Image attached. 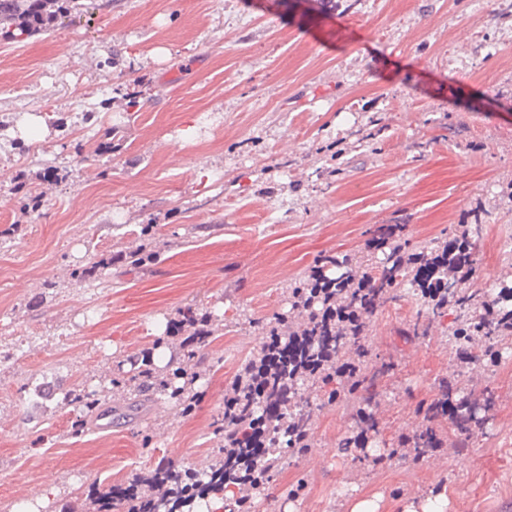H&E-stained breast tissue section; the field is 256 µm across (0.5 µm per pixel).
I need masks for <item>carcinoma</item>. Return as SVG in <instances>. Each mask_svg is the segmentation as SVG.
Wrapping results in <instances>:
<instances>
[{"label":"carcinoma","instance_id":"cac0c4a2","mask_svg":"<svg viewBox=\"0 0 512 512\" xmlns=\"http://www.w3.org/2000/svg\"><path fill=\"white\" fill-rule=\"evenodd\" d=\"M73 0H0V20H12L15 26L0 32L8 42L22 41L34 33L52 30L58 20L69 11L67 4ZM482 232V224L455 225L451 240L473 246ZM449 240V241H451ZM449 241L415 247L400 236L381 241L376 247H366L353 257L328 256L321 265L325 285L317 282V273L311 269L288 284V301L291 310L298 313L302 323L295 324L282 314L274 321L261 325L266 336H277L286 342L300 340L304 351H328L331 360L316 372L303 371L296 366L283 369L279 382L296 390L307 385L324 388L334 382L342 390L328 392L329 403H339L355 413L357 425L369 432L375 440L377 424L368 408L377 375L385 367H377L373 354L366 344L370 336L372 318L381 308L405 297L417 306V319L409 328L411 336L428 335L430 324L450 318L446 327L448 345L456 355L467 352V343L473 336H483L488 341L486 360L494 367L512 355V275L501 277L489 288L474 287L477 276L461 275ZM157 251L142 245L123 255V263L140 268L155 260ZM332 307L331 316L352 311L347 321L333 320L324 325L322 315ZM197 312L189 308L181 317L169 322L165 344L170 358L163 368L148 356L140 362L131 376L122 381L135 392L134 404L128 411L139 413L153 402L156 396L173 400L189 415L200 403L195 389L197 379L210 370L201 350L214 336L216 328L208 327L207 340L192 348L185 347L182 336L187 332L189 318ZM268 347L261 343L256 352L242 365L231 388L249 403L245 414L224 413L219 430L226 435L246 432L254 419L263 411L266 400L253 394L251 375L267 358ZM346 378H341L343 371ZM116 379L112 383H122ZM441 396L436 402L422 409L424 424L405 439L406 447L413 449L414 458L420 460L438 444L450 439L469 438L479 427V421L470 413L462 388L456 382L439 385ZM65 401L74 404L85 415L98 421L102 416L104 400L98 391L87 392L71 388L65 392ZM450 407L449 417L441 408ZM315 407L307 400L288 402L278 421L270 425L266 435V449L258 457L248 453L233 456L219 450L213 463L203 471H179L171 466H158L136 474L125 482L137 487L134 493H123V488L99 491L88 487L85 493V512H198L210 496L219 495L237 481V465L249 462L250 480L260 490L274 473L285 464V449L302 451L310 447ZM448 419V431L434 427V423Z\"/></svg>","mask_w":512,"mask_h":512}]
</instances>
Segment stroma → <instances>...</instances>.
<instances>
[{
    "mask_svg": "<svg viewBox=\"0 0 512 512\" xmlns=\"http://www.w3.org/2000/svg\"><path fill=\"white\" fill-rule=\"evenodd\" d=\"M48 34L0 42V512H81L100 489L172 464L207 469L224 444V390L259 347L257 322L326 253L361 251L379 225L410 244L483 215L480 283L504 275L512 226V0H78ZM96 119L84 123L83 113ZM47 130L22 135L28 116ZM348 166L321 177L320 163ZM54 169L59 181L44 180ZM42 193L33 204L28 190ZM151 225L148 268L112 263ZM99 285L72 277L102 260ZM214 312L193 417L158 400L79 437L62 392L97 390L153 350L180 309ZM379 311L370 346L394 366L371 405L387 447L457 378L483 424L467 448L384 463L338 453L352 411L327 404L313 446L289 454L256 512H512V357L459 365L443 324Z\"/></svg>",
    "mask_w": 512,
    "mask_h": 512,
    "instance_id": "obj_1",
    "label": "stroma"
}]
</instances>
